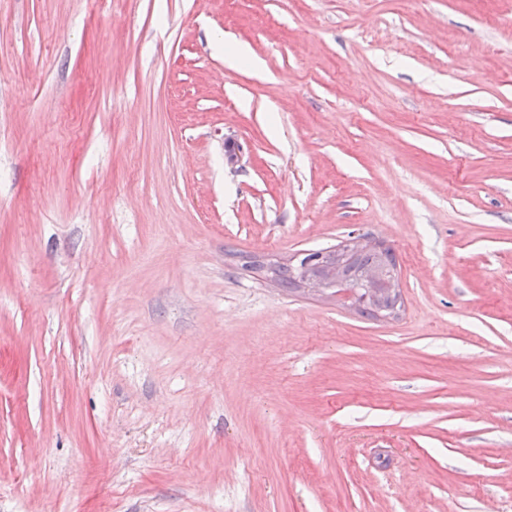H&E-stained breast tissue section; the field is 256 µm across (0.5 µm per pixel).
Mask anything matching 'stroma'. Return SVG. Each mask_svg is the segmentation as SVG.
<instances>
[{
	"instance_id": "obj_1",
	"label": "stroma",
	"mask_w": 512,
	"mask_h": 512,
	"mask_svg": "<svg viewBox=\"0 0 512 512\" xmlns=\"http://www.w3.org/2000/svg\"><path fill=\"white\" fill-rule=\"evenodd\" d=\"M0 512H512V0H0ZM362 242L363 239L361 238L352 239L343 246L351 249L362 246ZM304 254L298 253L294 256L292 263L296 267L271 258L268 260L254 259L246 261L242 268L254 274L258 279L276 282L280 287L287 288L290 292L303 291L302 288H305L308 292L342 296L344 299L348 298L349 301L354 300L356 293L354 290H348L345 285H341L336 277V267L333 266L335 264L338 266L341 279L348 284L358 285L364 280L361 285L354 288H371L372 293L382 291L385 288L396 290L399 288V276L383 280L377 272H372L378 271L386 278L398 272L395 256L389 247L382 248L366 244L355 250L335 249L327 256L329 266L327 267V275L324 277H320L310 270L311 263L303 260ZM298 270L300 271L301 281ZM381 287L383 288L381 289ZM334 288L338 290L336 294L333 293ZM399 294H385L380 298H365L361 296L357 303L353 306L356 312L364 317L377 319L380 317L391 316L399 303Z\"/></svg>"
}]
</instances>
